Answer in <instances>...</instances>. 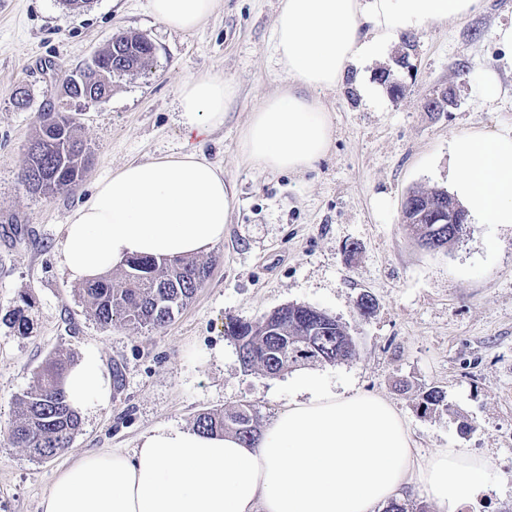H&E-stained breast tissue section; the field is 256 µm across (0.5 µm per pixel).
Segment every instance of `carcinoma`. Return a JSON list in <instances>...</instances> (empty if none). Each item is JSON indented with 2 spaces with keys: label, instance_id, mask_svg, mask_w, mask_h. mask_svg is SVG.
<instances>
[{
  "label": "carcinoma",
  "instance_id": "1",
  "mask_svg": "<svg viewBox=\"0 0 512 512\" xmlns=\"http://www.w3.org/2000/svg\"><path fill=\"white\" fill-rule=\"evenodd\" d=\"M154 45L142 34L128 33L112 39L95 57L105 63L97 70L88 63L81 69L97 95H112V78L152 69ZM76 119L61 114V124L46 131L39 127L26 146L22 171L24 187L35 196H51L71 190L84 178L88 151L75 135ZM448 197L444 190H416L407 196L410 208L406 225L410 235L422 243L425 237L441 236L440 247L459 239L463 225L448 233L446 224H429L421 217L427 206ZM208 266L192 259L158 262L135 257L126 262L122 282L105 276L83 288L96 320L104 327L120 318L150 331L159 330L190 302L208 277ZM224 336L238 348L244 367L277 375L291 367L316 363H342L356 355V345L342 323L326 312L306 304L282 306L258 321L229 317ZM69 359L58 354L37 372L34 389L15 400L17 415L8 432V442L26 448L32 456L49 459L63 452L78 431L80 419L68 403L63 387ZM445 394L434 387L422 392L417 409L424 415L443 403ZM257 410L241 404L231 410L198 414L195 426L208 434L229 433L245 443L258 436Z\"/></svg>",
  "mask_w": 512,
  "mask_h": 512
}]
</instances>
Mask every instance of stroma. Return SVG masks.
Segmentation results:
<instances>
[{
    "label": "stroma",
    "instance_id": "35a3bbf8",
    "mask_svg": "<svg viewBox=\"0 0 512 512\" xmlns=\"http://www.w3.org/2000/svg\"><path fill=\"white\" fill-rule=\"evenodd\" d=\"M279 5L218 0L199 27L178 31L154 19L149 0H94L80 12L62 0H0V512H41L55 475L78 455L136 448L145 432L193 425L201 412L249 404L269 424L296 398L298 373L245 369L224 323L290 303L336 317L357 344L354 359L309 365L305 374L336 394L392 403L420 454L462 448L485 458L482 502L462 512H512V227L471 223L456 244L428 251L402 223L410 190L447 189L454 136L512 130V65L496 39L512 23V0H480L466 19L426 24L366 64L359 81L323 94L331 147L301 175L260 170L238 150L251 113L288 85L273 50ZM122 33L154 44L151 74L117 79L101 102L66 97L65 79ZM384 71L403 86L401 96L380 81ZM490 73L497 94L488 100ZM204 74L232 82L236 96L223 127L196 136L179 122L177 97ZM20 83L31 94L24 110L11 104ZM445 88L455 106L425 111L423 98ZM49 108L75 114L91 166L76 192L35 197L18 174ZM192 150L220 166L236 193L223 241L199 257L209 267L205 283L161 330L102 327L59 267L68 216L124 165ZM366 295L375 309L363 316L357 304ZM16 309L28 335L9 325ZM89 350L120 375L108 404L82 417L54 458L12 447L16 397L50 358L75 363ZM431 387L444 391L445 404L424 417L418 395Z\"/></svg>",
    "mask_w": 512,
    "mask_h": 512
}]
</instances>
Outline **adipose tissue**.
Instances as JSON below:
<instances>
[{"mask_svg": "<svg viewBox=\"0 0 512 512\" xmlns=\"http://www.w3.org/2000/svg\"><path fill=\"white\" fill-rule=\"evenodd\" d=\"M477 0H281L274 51L288 87L252 112L239 133L241 158L276 172L302 173L324 157L332 122L320 95L336 90L349 68L381 57L401 34L432 21L469 16ZM216 0H150L162 24L189 31ZM234 85L216 75L184 83L182 125L200 133L224 123ZM448 187L478 224L512 226V132L455 136L448 147ZM234 187L196 151L123 166L100 182L68 218L58 262L83 283L133 256L192 258L224 239ZM295 384L306 400L281 411L253 446L193 427H159L132 452H88L60 472L43 512H377L409 484L440 512H460L484 488L486 464L461 448L420 456L407 422L388 401ZM70 406L87 414L105 406L111 381L95 352L71 367Z\"/></svg>", "mask_w": 512, "mask_h": 512, "instance_id": "obj_1", "label": "adipose tissue"}]
</instances>
